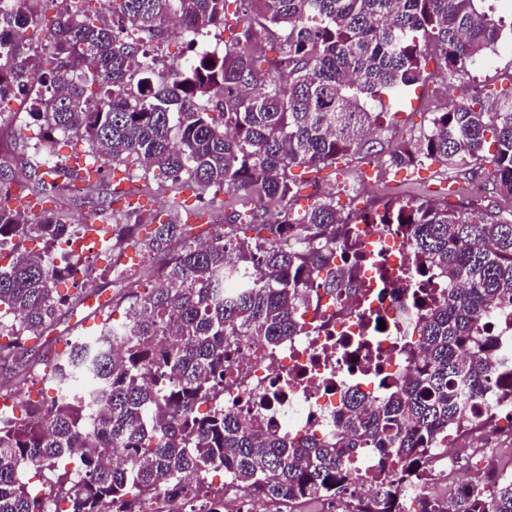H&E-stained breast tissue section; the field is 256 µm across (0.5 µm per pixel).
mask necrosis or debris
Segmentation results:
<instances>
[{"label":"necrosis or debris","instance_id":"obj_1","mask_svg":"<svg viewBox=\"0 0 512 512\" xmlns=\"http://www.w3.org/2000/svg\"><path fill=\"white\" fill-rule=\"evenodd\" d=\"M404 224H361L339 241L346 289L318 292L299 311L300 332L277 348L238 339L224 365V410L246 424L295 437L337 428L351 395L382 400L422 355L414 326L426 293L446 298L437 276L422 274Z\"/></svg>","mask_w":512,"mask_h":512}]
</instances>
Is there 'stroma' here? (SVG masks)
<instances>
[{
  "mask_svg": "<svg viewBox=\"0 0 512 512\" xmlns=\"http://www.w3.org/2000/svg\"><path fill=\"white\" fill-rule=\"evenodd\" d=\"M431 78L416 91L398 99L384 100L379 118L382 132L371 152L354 154L339 161L336 167L326 168L318 175V183L302 189L293 201L295 212H303L324 196H335L339 205L348 210L371 211L381 208L388 200L409 201L428 199L458 210L468 202L481 200L493 211L512 210V200L493 191L485 181L482 170L469 178L454 177L451 170L437 162H426L413 170L389 167L390 151L402 142L418 140L430 125L434 112L451 103L462 102L468 90L485 87L501 89L512 82V36L503 35L493 51L479 60L464 78H447L428 65ZM37 125L0 121V158L9 159L11 176L21 180L28 175L30 165L23 148L27 140L37 137ZM91 294L83 307L74 314L63 315L58 332L74 331L84 334L87 325L99 322V304L110 300L114 289L103 280L93 283Z\"/></svg>",
  "mask_w": 512,
  "mask_h": 512,
  "instance_id": "obj_1",
  "label": "stroma"
}]
</instances>
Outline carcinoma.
<instances>
[{"label":"carcinoma","mask_w":512,"mask_h":512,"mask_svg":"<svg viewBox=\"0 0 512 512\" xmlns=\"http://www.w3.org/2000/svg\"><path fill=\"white\" fill-rule=\"evenodd\" d=\"M110 16L89 0L33 17L30 0L0 6V92L26 95L44 130L32 145L21 198L46 202L79 179L106 185L117 165L171 182L174 194L143 218L125 192L108 188L96 224H68L43 209L26 217L11 205L9 163L0 162V512H33L30 476L50 485L68 512H142L155 496L169 512H224L207 499L211 474L249 500L321 499L341 512H404L388 486L366 497L348 467L371 448L391 477L427 482L430 451L474 427L512 432V363L494 367V322L512 333V212L473 204L450 211L430 201H395L367 212L366 224H406L423 268L448 281L445 301L420 316L425 356L387 396L341 428L299 440L242 425L212 405L224 389V360L237 336L275 348L300 327L298 309L314 285L335 292L336 241L356 237L354 220L332 196L304 213L290 202L308 184L294 169L317 172L369 146L373 105L426 82V67L461 78L501 38L489 0H111ZM191 34L224 29V51L198 54L163 72L151 52L172 22ZM45 27L50 47L32 49L16 33ZM270 36L269 59L253 25ZM40 91L29 95L24 78ZM481 95L433 113L418 142L389 153V166L428 159L457 175L488 162L486 181L512 198V91ZM86 144L81 176L55 136ZM215 201L228 194L224 223L199 234L183 218L206 212L181 194ZM153 231L142 233L145 224ZM88 231L109 242L94 262L70 256L57 266L24 244L65 245ZM164 261L142 270L128 250ZM104 261L101 269L95 263ZM86 272L122 286L100 307L90 338L50 337L62 310L85 303L61 284ZM135 279V287L123 284ZM124 319H112L121 304ZM42 385L38 399L32 387ZM52 390L53 396H46ZM389 477V478H391ZM389 478H382L386 483ZM415 512H512V472L493 468L443 501L425 495Z\"/></svg>","instance_id":"obj_1"}]
</instances>
